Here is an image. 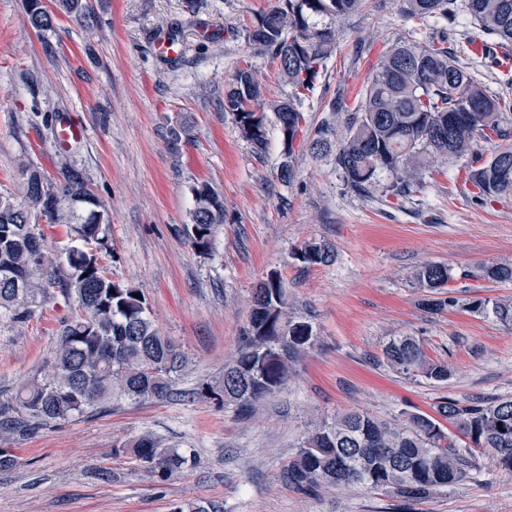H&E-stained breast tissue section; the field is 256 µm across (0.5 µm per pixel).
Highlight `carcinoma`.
Wrapping results in <instances>:
<instances>
[{
	"label": "carcinoma",
	"mask_w": 512,
	"mask_h": 512,
	"mask_svg": "<svg viewBox=\"0 0 512 512\" xmlns=\"http://www.w3.org/2000/svg\"><path fill=\"white\" fill-rule=\"evenodd\" d=\"M363 0H274L261 13L247 39L254 50L270 52L291 87L288 98L269 105L260 101V82L249 67L236 69L224 88V111L234 115L242 137L255 154L268 143V115L275 117L284 160L279 178H296L294 145L304 120L301 105L335 48V23L357 13ZM414 20L443 19L452 27L464 15L480 31L512 43V0H403ZM58 9L79 24L93 23L91 0H57ZM32 29L54 28L55 14L43 0H26ZM448 37L402 36L382 55L376 73L346 113L347 133L331 149L335 129L326 123L316 131L309 150L334 152L336 169L358 193L376 192L405 198L435 165L464 161V183L475 204L512 196V97L494 94L448 51ZM494 144L485 159L479 147ZM193 191L188 236L204 252L215 226L224 223V203L208 185ZM68 224L80 241L106 246L109 210L91 189L83 169L62 161L58 178L38 170L25 172V200L0 195V310L13 322L25 323L37 299L59 293L75 297L83 314L66 323L44 375L18 386L0 401V436L33 430L41 424L66 422L88 413L114 396L130 401L164 398L186 363L179 346L162 334L147 314L138 290L103 273L98 253L79 247L65 257L50 254L36 231L39 217ZM293 256L307 266L330 265L335 248L327 241L308 242ZM478 277L512 282V264H485ZM429 297L423 307L439 313L459 305L450 283L452 269L425 264L416 274ZM472 313L491 315L512 326V299H475ZM282 280L270 274L259 283L249 326L236 357L224 365L216 386L224 402L241 414L255 411L266 396L281 389L301 355L315 345L313 326L288 316ZM393 369L443 382L448 367L429 359L412 336H396L384 346ZM436 413L454 423L469 443L460 445L429 415L411 414L402 421L380 420L353 411L326 421L304 436L281 479L305 494L327 486L362 485L405 502L471 478L480 453L512 474V398L460 406L438 403ZM151 476L169 478L188 458L177 448H163L149 436L120 449Z\"/></svg>",
	"instance_id": "cac0c4a2"
}]
</instances>
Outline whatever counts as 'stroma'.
Instances as JSON below:
<instances>
[{"label": "stroma", "instance_id": "35a3bbf8", "mask_svg": "<svg viewBox=\"0 0 512 512\" xmlns=\"http://www.w3.org/2000/svg\"><path fill=\"white\" fill-rule=\"evenodd\" d=\"M92 4L95 30L61 14L40 34L23 0H0V195L23 201L25 162L56 177L63 153L49 127L65 112L81 121L88 137L65 154L108 204L101 264L112 280L139 289L187 365L170 397L118 396L79 419L0 438L16 460L0 469V512H171L201 502L224 512H512V475L487 455L471 479L416 502L363 486L308 495L280 477L309 430L345 413L389 421L433 414L446 398L467 406L512 397V328L465 308L475 298L512 296V282L471 276L481 264L512 263V197L474 205L451 165L426 174L408 198H366L346 186L332 156L307 148L329 120L344 137L331 104L354 106L381 55L411 31H447L462 64L492 92L512 94V70L471 51L480 31L464 19L451 31L439 19L413 21L402 0H364L337 21L335 50L302 107L297 177L287 185L277 177V128L255 155L224 110V84L245 65L266 101L291 91L277 60L245 38L272 0ZM174 28L184 46L170 60L155 45ZM203 183L224 202L205 252L185 235L192 189ZM321 240L334 245L333 264L293 258L295 248ZM427 263L451 268L459 308H421L415 273ZM272 272L286 288L288 314L309 321L317 341L285 388L243 417L201 390L235 357L253 293ZM78 312L75 299L57 295L25 324L0 315V400L47 372L64 321ZM394 336L419 339L430 359L447 365V381L394 371L383 355ZM145 434L191 454L192 463L166 480L147 475L117 451Z\"/></svg>", "mask_w": 512, "mask_h": 512}]
</instances>
